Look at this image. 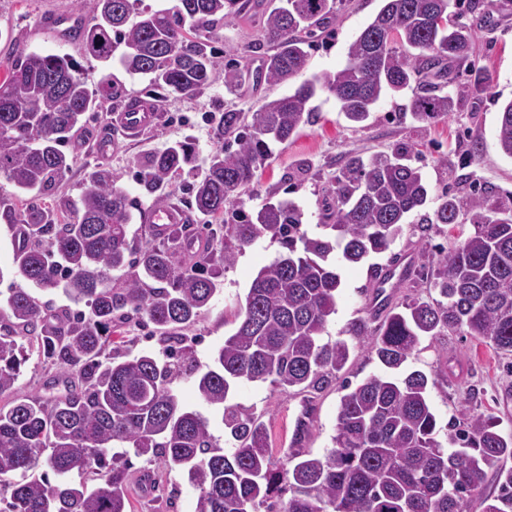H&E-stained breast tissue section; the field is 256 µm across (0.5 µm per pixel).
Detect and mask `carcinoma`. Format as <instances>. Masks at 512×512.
I'll return each instance as SVG.
<instances>
[{"label": "carcinoma", "mask_w": 512, "mask_h": 512, "mask_svg": "<svg viewBox=\"0 0 512 512\" xmlns=\"http://www.w3.org/2000/svg\"><path fill=\"white\" fill-rule=\"evenodd\" d=\"M264 21L274 52L263 60L264 79L285 83L305 69L309 40L336 14V0H283ZM80 35L86 55L120 62L154 88L181 96L207 89L219 73L232 88L236 73L217 55L210 27L227 24L250 0H177L171 9L142 11L133 0H89ZM453 0H384L374 19L348 47V63L304 81L258 111H225L217 136L236 144L217 150L197 170L195 146L185 139L152 154L140 179L144 195L156 194L183 171L192 174L193 208L220 221L204 246L186 226L174 224L159 246L130 234L137 203L110 171L84 184L72 218L57 224L42 213H13L25 227L10 274L52 294L61 289L84 309L49 315L46 303L23 288L0 297V396L18 390L29 353L60 368L65 394L17 396L0 405V484H7L4 512H126L127 460L114 448H132L146 463L187 475L198 491L196 512H275L280 477L288 480L281 512H469L481 486L482 465L512 458V435L493 422L469 416L448 425L447 448L435 436L428 376L373 375L342 386L333 447L323 456L293 452L273 457L265 424L255 413L227 403L231 386L270 381L284 389L321 391L339 379L365 341L386 368H402L424 336L459 331L512 352V207L485 196L448 194L425 224H455L461 211L474 232L443 252L431 269L406 279L429 282L441 299L389 303L378 326L352 323L357 340L322 341L336 314L341 278L329 263L335 250L354 265L385 252L407 217L422 209L428 188L403 153L368 158L350 152L334 177L323 238L302 230L304 213L290 200L268 201L254 215L225 210L255 181L271 143H283L311 122L310 100L321 87L332 93L354 123L366 121L386 94L410 87L424 73L445 84L452 65L470 57L473 33L449 24ZM0 78V176L22 192L64 182L72 159L62 147L85 113L99 112L114 93L91 91L69 54L27 52L12 45ZM484 85H457L456 95L422 88L410 105L418 122L454 111L459 100ZM498 145L512 158V101L501 107ZM269 236L287 252L258 271L240 305L236 331L224 339L212 366L197 368L184 330L207 309L221 266ZM193 262L173 264V254ZM147 319L159 352L130 356L112 348V328ZM192 379L198 396L222 410L230 447L220 446L209 421L186 410L173 381ZM46 468L47 474L35 472ZM496 494L483 512H512V467H500Z\"/></svg>", "instance_id": "obj_1"}]
</instances>
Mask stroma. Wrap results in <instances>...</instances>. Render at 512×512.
Wrapping results in <instances>:
<instances>
[{"mask_svg":"<svg viewBox=\"0 0 512 512\" xmlns=\"http://www.w3.org/2000/svg\"><path fill=\"white\" fill-rule=\"evenodd\" d=\"M468 3L459 0L456 16L458 23L470 27L474 34L473 54L469 61L457 64L456 70L461 80L484 81L487 94L460 101L454 112L438 121L421 123L411 117L414 91L409 88L396 97H381L369 118L355 124L341 112L332 94L317 90L311 101L313 122L301 126L288 142L273 144L258 183L241 197L239 206L249 214L269 197L292 200L304 212L308 236L317 237L322 233L323 205L329 189L349 152L369 157L403 147L412 165L421 170L430 196L424 211L411 213L389 249L372 257L370 263L340 265V296L336 313L327 324L326 338H344L349 323L369 320L371 265L387 264L408 251L416 264L429 265L441 250L471 233L465 214L458 223L436 224L427 232L419 231L423 216L433 213L446 192L465 196L482 189L491 199L512 200V158L504 156L497 145L499 110L512 100V0H493L485 16L470 11ZM381 5L382 0H343L329 27L311 42L303 79L342 69L349 44ZM269 6V0H261L259 6L247 9L214 34L216 49L237 70L236 87L231 91L219 79L196 97H182L155 89L148 79L129 74L120 63L84 61L90 90L114 89L123 103L132 97L153 99L160 120L132 140L114 125L112 113H88L65 146L73 166L60 186L23 199L11 184L0 179V268H11L21 243V225L5 222V214L34 207L67 220L89 175L103 169L112 171L118 186L129 195H138L140 174L152 153L189 136L196 146L198 166H205L220 146L214 136V117L227 110L255 112L265 101L294 89V82L271 85L257 76L264 54L273 49L263 24ZM61 14L88 16L86 0H0V51L12 41L29 52L79 56V40L61 37L48 24L49 18ZM104 136L109 137L110 147L100 154L95 145ZM476 140L482 151L475 157L470 149ZM191 180L186 173L175 176L161 189L159 198H144L133 219V228L142 240L153 245L163 241L149 222L158 203L180 206L188 223L201 229L204 218L195 213L186 190ZM282 251L278 241L263 237L239 251L234 264L224 268L218 292L187 331L198 367L210 364L213 353L234 333L238 325L235 313L244 303L253 278ZM408 366L424 371L431 381L429 399L440 442L448 440L449 423L467 414L492 418L502 434H512V354L499 353L477 337L446 332L423 338ZM56 373L52 363L30 354L21 368L22 392L44 397L62 394L63 386L52 383ZM341 395L336 384L320 392L300 393L268 382H242L233 388L230 401L261 415L273 454L280 459L293 451L320 456L332 448ZM128 462L127 512H195L198 492L181 471L146 464L134 455Z\"/></svg>","mask_w":512,"mask_h":512,"instance_id":"1","label":"stroma"}]
</instances>
